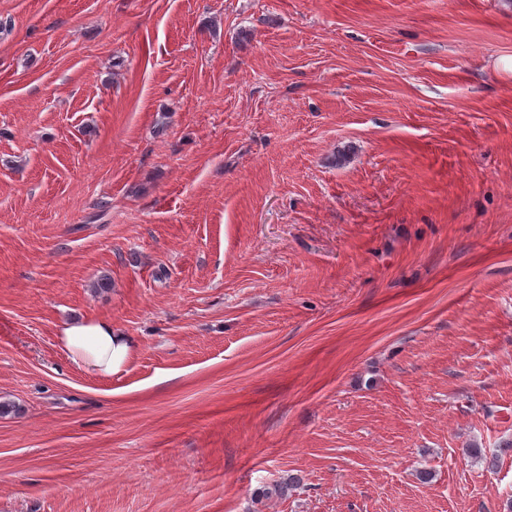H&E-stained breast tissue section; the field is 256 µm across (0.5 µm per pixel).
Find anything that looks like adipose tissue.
<instances>
[{"label": "adipose tissue", "mask_w": 512, "mask_h": 512, "mask_svg": "<svg viewBox=\"0 0 512 512\" xmlns=\"http://www.w3.org/2000/svg\"><path fill=\"white\" fill-rule=\"evenodd\" d=\"M59 340L73 364L102 378L120 373L133 352L130 336L108 321L63 326Z\"/></svg>", "instance_id": "obj_1"}]
</instances>
